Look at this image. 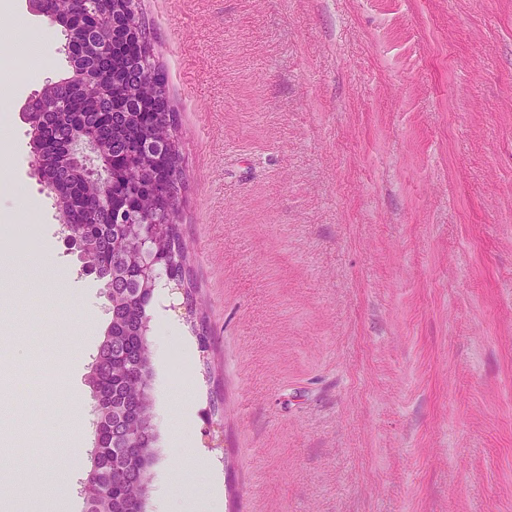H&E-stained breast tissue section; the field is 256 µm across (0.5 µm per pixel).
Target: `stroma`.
I'll list each match as a JSON object with an SVG mask.
<instances>
[{"instance_id": "stroma-1", "label": "stroma", "mask_w": 512, "mask_h": 512, "mask_svg": "<svg viewBox=\"0 0 512 512\" xmlns=\"http://www.w3.org/2000/svg\"><path fill=\"white\" fill-rule=\"evenodd\" d=\"M140 7L179 114L197 307H149L151 338L179 333L151 387L191 410L203 457L157 443L179 512H512V0ZM24 22L51 69L7 52ZM65 43L0 0V454L44 497L37 462L81 490L110 322L19 112L68 75Z\"/></svg>"}]
</instances>
